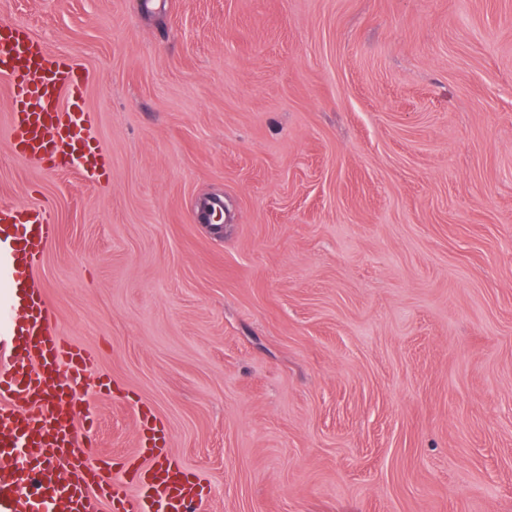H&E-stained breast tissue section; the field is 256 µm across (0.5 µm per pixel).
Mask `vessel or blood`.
<instances>
[{"label": "vessel or blood", "instance_id": "obj_1", "mask_svg": "<svg viewBox=\"0 0 512 512\" xmlns=\"http://www.w3.org/2000/svg\"><path fill=\"white\" fill-rule=\"evenodd\" d=\"M90 75L50 51L27 25L0 23V79L11 101L9 135L17 156L51 168L70 156L89 121L82 89ZM57 234L41 205L0 206V278L37 268ZM0 302V512H198L197 474L168 451L157 417L138 415L148 444L130 459L92 456L91 426L81 423L80 393L94 364L65 342L45 294L15 282ZM135 490L127 497L125 487Z\"/></svg>", "mask_w": 512, "mask_h": 512}]
</instances>
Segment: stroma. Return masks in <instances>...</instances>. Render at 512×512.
Segmentation results:
<instances>
[{"label":"stroma","mask_w":512,"mask_h":512,"mask_svg":"<svg viewBox=\"0 0 512 512\" xmlns=\"http://www.w3.org/2000/svg\"><path fill=\"white\" fill-rule=\"evenodd\" d=\"M91 75L108 178L8 139L34 274L204 512H512V0H0ZM223 200L217 234L200 222Z\"/></svg>","instance_id":"35a3bbf8"}]
</instances>
